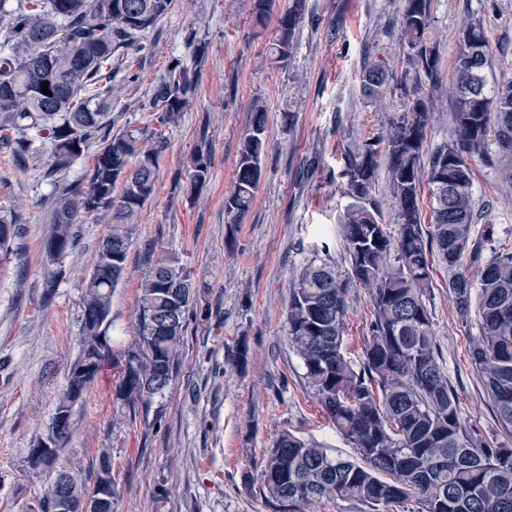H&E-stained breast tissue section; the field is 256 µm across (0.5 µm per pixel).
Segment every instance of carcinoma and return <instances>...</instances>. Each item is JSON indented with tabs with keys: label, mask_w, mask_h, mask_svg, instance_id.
<instances>
[{
	"label": "carcinoma",
	"mask_w": 512,
	"mask_h": 512,
	"mask_svg": "<svg viewBox=\"0 0 512 512\" xmlns=\"http://www.w3.org/2000/svg\"><path fill=\"white\" fill-rule=\"evenodd\" d=\"M0 0V141L14 131L34 132L51 144L49 174L70 168L88 143L98 149L83 178L55 187L52 229L43 243L50 263L74 248L75 225L109 224L82 296L80 353L71 364L46 437L30 449L33 468L55 464L60 445L73 432L72 407L96 375L123 359L117 399L149 405L169 386L186 315L197 302V286L180 259L166 251L140 285L136 336L117 350L110 335L112 293L126 268L135 219L152 198L162 129L185 111L197 87L195 71L173 61L148 102L156 126L111 133L112 64L115 52L136 46L139 33L153 27L171 0H112L102 17L98 0ZM431 0H404L399 39L406 59L400 86L412 98L386 136L364 141L350 155L344 173L353 203L343 216L342 238L350 271L343 278L327 261L307 262L296 273L286 313L287 338L305 369L304 379L336 432L353 445L357 459L333 455L322 443L285 430L261 461L260 493L278 512H299L310 501L344 500L360 512H384L413 501L418 512H512V448L478 438L460 416L458 395L440 361L425 298L433 288V259L448 266V291L459 313L476 311L478 331L470 356L502 427L512 433V249L495 248L479 281L463 270L475 251L472 161L485 159L487 137L495 136L498 158L512 166V78L490 88L492 66L486 21L478 15L457 35V55L448 96L451 141L422 165L430 123L431 95L439 87V57L428 40ZM273 0H252L255 26L270 19ZM304 0H291L276 19L272 55L288 58L302 19ZM48 82V96L42 82ZM387 81L380 66L364 82L375 96ZM232 190L224 213L236 221L253 203L267 151L266 109L251 105ZM385 156L397 236L379 222L369 205L379 157ZM210 138L201 133L190 156L187 192L210 178ZM429 190L430 229L423 227L420 199ZM369 290L372 314L364 336L362 363L346 352L347 297L352 285ZM65 485L72 512L105 485L109 499L94 512H113L116 485L110 449L100 452L89 486L81 472L57 471L39 498V512H59L57 489Z\"/></svg>",
	"instance_id": "1"
}]
</instances>
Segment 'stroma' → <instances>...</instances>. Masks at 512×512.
Returning a JSON list of instances; mask_svg holds the SVG:
<instances>
[{"label": "stroma", "mask_w": 512, "mask_h": 512, "mask_svg": "<svg viewBox=\"0 0 512 512\" xmlns=\"http://www.w3.org/2000/svg\"><path fill=\"white\" fill-rule=\"evenodd\" d=\"M403 0H306L290 57L270 56L273 28L250 21V0H172L142 33L137 86L112 78V129L154 126L147 107L173 58L199 76L193 100L164 128L153 197L141 210L124 274L112 296L117 332L133 338L140 283L160 251L178 255L203 289L190 311L172 381L149 407L130 411L116 398L120 365L105 367L74 405L77 431L58 459L94 479L101 449L112 453L115 512H276L259 492V467L282 430L350 455L303 378L286 341L285 309L294 271L330 245L340 274L349 261L340 234L350 203L340 177L351 151L385 132L408 100L398 79ZM483 12L493 53L489 79L512 77V0H431L429 39L441 81L451 78L455 32ZM194 44H187L188 32ZM384 66L380 98L362 74ZM267 109L268 148L250 210L229 223L224 196L233 184L253 100ZM208 130L214 165L206 185L186 194L187 160ZM49 142L25 162L0 146V210L16 222L10 254L0 260V512H32L55 473L34 469L28 453L47 433L80 350L81 300L106 224H82L66 257L48 264L53 186L45 176ZM473 191L484 217L473 232L492 247L512 245V184L500 167L473 162ZM345 340L354 360L371 300L362 286L348 296ZM443 365L461 414L478 437L506 441L479 373L471 364L474 325L462 322L448 292V268L435 263L426 298Z\"/></svg>", "instance_id": "1"}]
</instances>
